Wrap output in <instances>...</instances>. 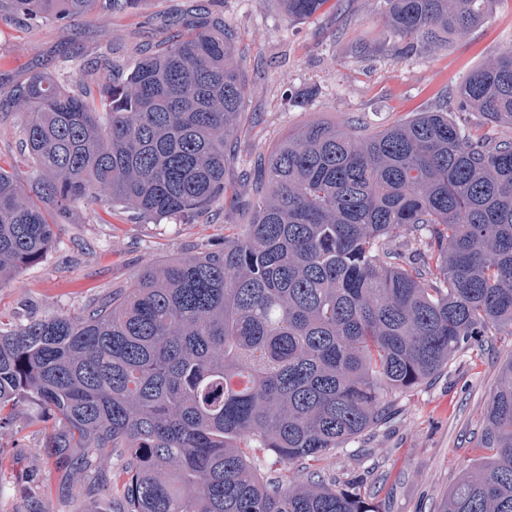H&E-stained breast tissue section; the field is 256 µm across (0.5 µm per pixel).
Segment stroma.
Instances as JSON below:
<instances>
[{
    "label": "stroma",
    "instance_id": "1",
    "mask_svg": "<svg viewBox=\"0 0 512 512\" xmlns=\"http://www.w3.org/2000/svg\"><path fill=\"white\" fill-rule=\"evenodd\" d=\"M236 35L246 100L225 165L224 200L193 223H145L100 197L84 199L55 228L52 251L0 286V318L24 321L65 314L126 286L166 257L197 253L236 233L246 179L272 144L314 122L354 119L385 128L455 97L466 75L512 51V0H496L488 20L465 38L406 55L378 45L385 0H326L313 16L291 22L279 0H205ZM193 0H138L111 16L100 11L67 23H30L0 15V89L24 85L37 72L66 86L97 85L130 72L140 50L180 27ZM312 91L302 104L298 95ZM25 115L0 114V162L23 184L37 177L21 153ZM512 359V336L455 356L429 383L399 397L389 421L332 450L326 478L363 480L380 512H439L458 478L481 456V415ZM59 423L22 404L0 429V512H106L111 499L92 482L71 480L70 458L49 457L47 432Z\"/></svg>",
    "mask_w": 512,
    "mask_h": 512
}]
</instances>
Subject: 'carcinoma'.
<instances>
[{
	"label": "carcinoma",
	"mask_w": 512,
	"mask_h": 512,
	"mask_svg": "<svg viewBox=\"0 0 512 512\" xmlns=\"http://www.w3.org/2000/svg\"><path fill=\"white\" fill-rule=\"evenodd\" d=\"M99 0H0L63 22ZM326 0H280L289 19ZM495 0H386L382 32L408 54L483 25ZM246 86L214 19L148 51L99 98L47 74L26 108L31 191L0 166V284L43 260L56 217L90 194L184 224L224 198ZM457 109L512 125V52L473 70ZM250 180L239 234L144 270L81 318L0 320V412L29 401L83 448L113 512H377L311 462L390 417L397 396L458 354L512 335V138L466 134L443 111L384 129L313 123ZM489 452L441 512H512V360L484 409ZM301 468L286 484L259 454Z\"/></svg>",
	"instance_id": "carcinoma-1"
}]
</instances>
